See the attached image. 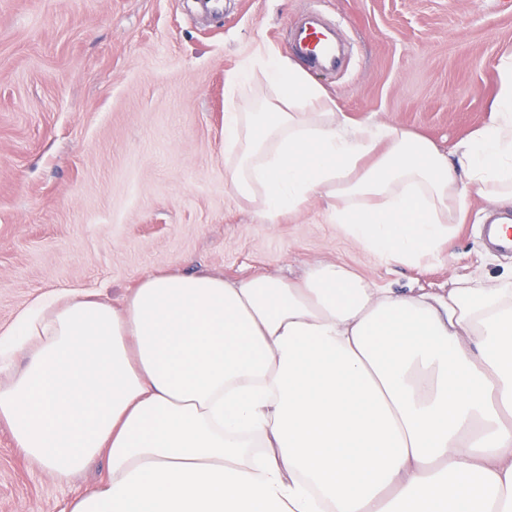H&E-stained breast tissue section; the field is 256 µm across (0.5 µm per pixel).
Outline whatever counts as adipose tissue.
Masks as SVG:
<instances>
[{
    "mask_svg": "<svg viewBox=\"0 0 512 512\" xmlns=\"http://www.w3.org/2000/svg\"><path fill=\"white\" fill-rule=\"evenodd\" d=\"M272 97L236 100L255 69ZM491 122L446 154L351 127L274 56L226 80L225 185L276 219H328L387 262L441 259L477 199L512 202V57ZM0 424L65 481L69 512H512V272L491 288H373L324 263L298 281L148 275L115 306L38 297L0 332Z\"/></svg>",
    "mask_w": 512,
    "mask_h": 512,
    "instance_id": "obj_1",
    "label": "adipose tissue"
}]
</instances>
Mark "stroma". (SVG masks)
Here are the masks:
<instances>
[{"mask_svg":"<svg viewBox=\"0 0 512 512\" xmlns=\"http://www.w3.org/2000/svg\"><path fill=\"white\" fill-rule=\"evenodd\" d=\"M321 9L349 47L316 75L341 119L389 121L440 150L488 123L512 0H0V330L42 293L79 288L119 303L146 275L298 279L348 266L375 288L492 284L512 256L481 237L492 202L454 225L446 258L382 263L337 232L327 201L268 221L224 185L225 76L257 53L293 59L288 30ZM70 482L0 425V512H66L106 474Z\"/></svg>","mask_w":512,"mask_h":512,"instance_id":"35a3bbf8","label":"stroma"}]
</instances>
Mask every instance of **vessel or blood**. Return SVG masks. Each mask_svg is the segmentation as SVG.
Here are the masks:
<instances>
[{
  "label": "vessel or blood",
  "instance_id": "vessel-or-blood-1",
  "mask_svg": "<svg viewBox=\"0 0 512 512\" xmlns=\"http://www.w3.org/2000/svg\"><path fill=\"white\" fill-rule=\"evenodd\" d=\"M292 43L296 58L315 73L335 72L342 64L343 48L335 27L317 9L307 11L295 20ZM488 241L498 250L512 254V229L502 230L497 216L486 223Z\"/></svg>",
  "mask_w": 512,
  "mask_h": 512
}]
</instances>
